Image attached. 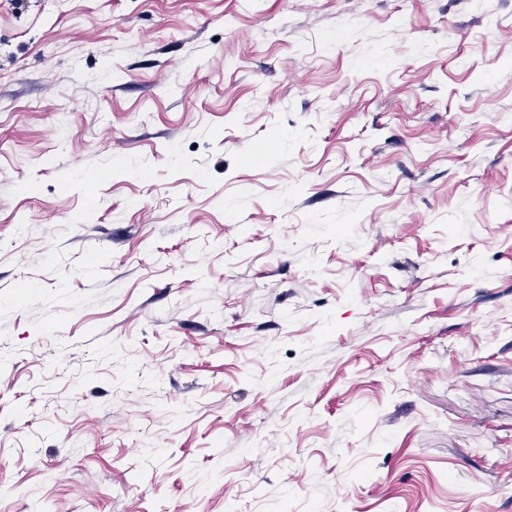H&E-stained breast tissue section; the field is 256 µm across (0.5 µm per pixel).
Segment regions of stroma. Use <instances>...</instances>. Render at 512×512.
Returning a JSON list of instances; mask_svg holds the SVG:
<instances>
[{
  "label": "stroma",
  "mask_w": 512,
  "mask_h": 512,
  "mask_svg": "<svg viewBox=\"0 0 512 512\" xmlns=\"http://www.w3.org/2000/svg\"><path fill=\"white\" fill-rule=\"evenodd\" d=\"M0 512H512V0H0Z\"/></svg>",
  "instance_id": "1"
}]
</instances>
